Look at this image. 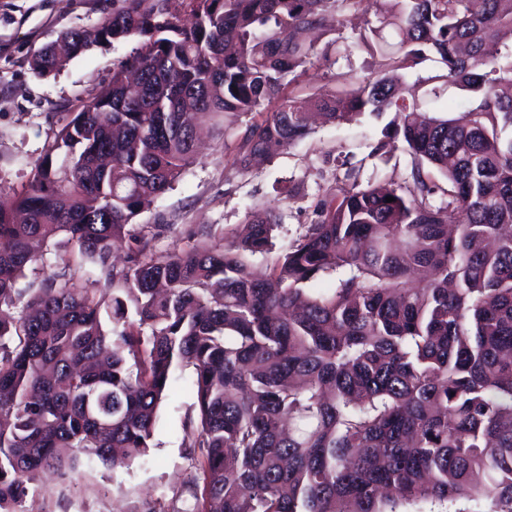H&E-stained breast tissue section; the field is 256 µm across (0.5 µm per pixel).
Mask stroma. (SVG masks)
<instances>
[{
  "label": "stroma",
  "instance_id": "35a3bbf8",
  "mask_svg": "<svg viewBox=\"0 0 512 512\" xmlns=\"http://www.w3.org/2000/svg\"><path fill=\"white\" fill-rule=\"evenodd\" d=\"M112 12V0H0V199L20 193L32 178L34 165L63 117L80 111L112 79L115 64L141 44L130 38L110 45H91L57 74L42 77L30 66L33 55L66 31L94 34ZM317 52L304 75L290 89L305 97L332 85L335 73L354 67L358 76L376 72L366 52L351 61L337 60L325 39L314 42ZM392 113L364 115L340 126L317 125L309 136L282 154L258 162L248 171L233 163L246 129V118L228 116V136L203 132L194 162L173 190L134 220L138 226H162L156 249L184 246L190 230L211 226L216 235L239 232L257 207L279 213L276 247L302 235L316 218L315 210L336 186L335 158L340 147L380 138ZM291 184L296 195L287 199L278 188ZM192 370L176 368L147 456L130 467L105 469L97 460H83L76 481L41 472L27 484L24 512H163L193 471L184 444L182 421L194 402L189 390Z\"/></svg>",
  "mask_w": 512,
  "mask_h": 512
}]
</instances>
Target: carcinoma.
<instances>
[{"label":"carcinoma","mask_w":512,"mask_h":512,"mask_svg":"<svg viewBox=\"0 0 512 512\" xmlns=\"http://www.w3.org/2000/svg\"><path fill=\"white\" fill-rule=\"evenodd\" d=\"M364 4L376 25L345 36ZM304 29L335 35L338 55L364 49L376 75L288 92L315 56L291 38ZM135 36L27 190L0 200V307H35L0 311V512H20L33 470L72 481L84 456H146L177 366L193 373L195 473L166 512H445L462 498L512 512V0H112L98 43ZM64 41L32 57L37 74L88 48L77 29ZM432 59L446 73L421 76ZM390 73L418 74L414 90ZM445 85L475 101L434 115ZM312 109L339 124L395 113L369 156L388 162L400 141L410 168L364 185L363 160L340 151L336 193L265 275L248 256L273 248L269 210L174 251L132 224L192 164L198 124L250 118L246 171L308 136ZM61 239L71 250L45 260ZM327 276L331 292L306 289Z\"/></svg>","instance_id":"cac0c4a2"}]
</instances>
